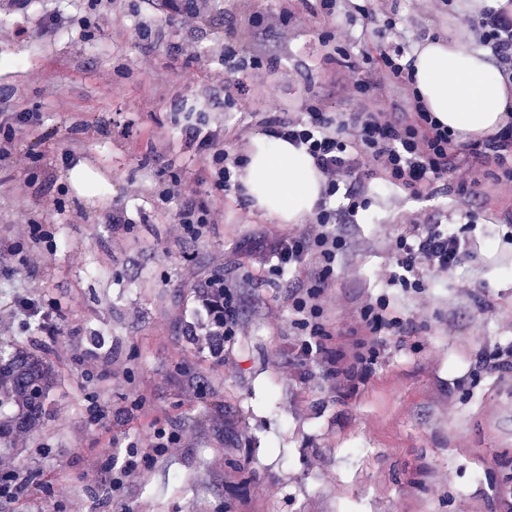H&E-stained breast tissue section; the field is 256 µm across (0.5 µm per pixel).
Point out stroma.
Returning <instances> with one entry per match:
<instances>
[{
    "label": "stroma",
    "instance_id": "stroma-1",
    "mask_svg": "<svg viewBox=\"0 0 512 512\" xmlns=\"http://www.w3.org/2000/svg\"><path fill=\"white\" fill-rule=\"evenodd\" d=\"M363 2L314 16L303 0H210L207 21L189 26L158 0H32L23 12L0 0V113L40 115L19 136L33 165L0 171V341L35 350L57 375L44 425L9 456L23 488L0 512H512V374L479 364L512 350V182L494 157L465 193L440 181L414 194L380 173L365 182L368 208L339 226L347 245L323 319L350 353L363 301L385 300L400 326L352 388L318 366L301 377L294 360L292 295L306 271L275 275L242 248L291 225L217 189L186 140L187 125L217 128L238 157L264 113L311 103L330 117L411 119L406 87L353 97L346 70L459 24L446 0H371L369 22ZM40 70L48 79L34 80ZM173 179L222 200L223 221L176 237L179 201L156 195ZM116 209L125 223H111ZM419 215L470 244L420 292L388 279L391 241ZM32 220L49 223L51 267L34 264ZM216 274L242 305L241 330L217 355L196 302ZM16 297L55 311V330L14 314ZM160 430L179 434L178 448L113 488L127 444Z\"/></svg>",
    "mask_w": 512,
    "mask_h": 512
}]
</instances>
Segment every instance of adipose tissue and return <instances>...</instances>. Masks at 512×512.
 Returning <instances> with one entry per match:
<instances>
[{
	"label": "adipose tissue",
	"instance_id": "obj_1",
	"mask_svg": "<svg viewBox=\"0 0 512 512\" xmlns=\"http://www.w3.org/2000/svg\"><path fill=\"white\" fill-rule=\"evenodd\" d=\"M471 40L466 31L426 40L414 54L412 89L455 138L483 140L512 123V84ZM237 181L253 210L281 224L301 223L324 192V179L304 147L267 136L250 141Z\"/></svg>",
	"mask_w": 512,
	"mask_h": 512
}]
</instances>
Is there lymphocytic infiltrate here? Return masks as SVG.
I'll list each match as a JSON object with an SVG mask.
<instances>
[{
  "mask_svg": "<svg viewBox=\"0 0 512 512\" xmlns=\"http://www.w3.org/2000/svg\"><path fill=\"white\" fill-rule=\"evenodd\" d=\"M459 22L477 32L482 44L493 51L502 77L512 81V11L485 9L480 15L461 16ZM366 70L348 84L357 95L378 89L382 80L405 85L411 82L413 69L402 48L383 49L378 57H366ZM265 133L285 138L305 147L325 178V194L343 192L347 204L336 213L319 203L314 218L297 234L275 238L265 247L275 258V273L311 267L306 287L297 289L293 298V324L298 332L296 356L302 367L317 363L327 369L328 376L354 378L365 375L369 361L363 354L352 359L330 346L332 335L323 323L324 285L334 270L336 257L346 246L338 226L342 217L356 215L364 202V183L374 173H383L396 186L413 192L435 181L452 178L458 188H466L468 176L486 151H493L504 178H512V131L482 143H463L448 130L439 127L430 113L416 107L412 122L394 118L388 112L363 111L349 118L324 117L318 107L308 109L301 118L271 112L265 117ZM30 114L0 116V168L26 165L27 157L16 142L17 130L33 128ZM187 138L197 143L215 185L230 190L236 185L238 160L229 159L215 149L218 133L214 130L188 127ZM176 233L181 238H196L206 225L215 223L218 211L213 204L191 197L179 198ZM392 249L396 268L390 281L420 287L421 270L439 273L453 271L467 255L466 241L441 224H411L398 235ZM203 305L210 318V333L231 337L240 329L241 301L238 292L221 276L211 277Z\"/></svg>",
  "mask_w": 512,
  "mask_h": 512,
  "instance_id": "lymphocytic-infiltrate-1",
  "label": "lymphocytic infiltrate"
}]
</instances>
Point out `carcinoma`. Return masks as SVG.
<instances>
[{
	"instance_id": "carcinoma-1",
	"label": "carcinoma",
	"mask_w": 512,
	"mask_h": 512,
	"mask_svg": "<svg viewBox=\"0 0 512 512\" xmlns=\"http://www.w3.org/2000/svg\"><path fill=\"white\" fill-rule=\"evenodd\" d=\"M54 386L51 368L37 355L0 345V451L14 449L15 436L32 433L45 421L47 403Z\"/></svg>"
}]
</instances>
